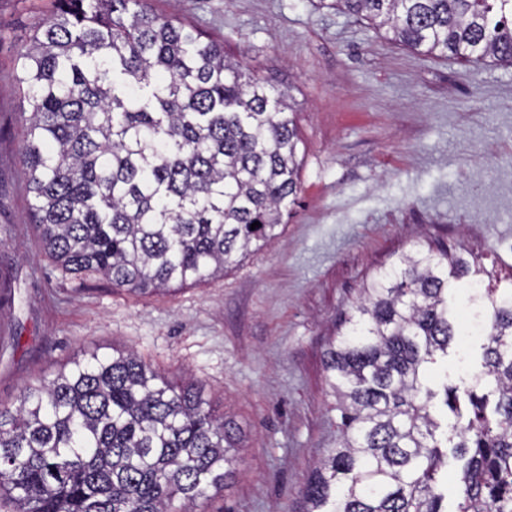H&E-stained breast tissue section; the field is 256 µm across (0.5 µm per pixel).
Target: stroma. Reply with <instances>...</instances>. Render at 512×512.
Segmentation results:
<instances>
[{"label": "stroma", "instance_id": "stroma-1", "mask_svg": "<svg viewBox=\"0 0 512 512\" xmlns=\"http://www.w3.org/2000/svg\"><path fill=\"white\" fill-rule=\"evenodd\" d=\"M292 97L301 185L270 246L171 295L56 269L31 221L16 62L56 0H0V404L82 349L197 380L243 435L200 512H306L339 442L324 352L377 270L415 248L512 277V68L419 54L310 0H150Z\"/></svg>", "mask_w": 512, "mask_h": 512}]
</instances>
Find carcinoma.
<instances>
[{"label":"carcinoma","instance_id":"carcinoma-1","mask_svg":"<svg viewBox=\"0 0 512 512\" xmlns=\"http://www.w3.org/2000/svg\"><path fill=\"white\" fill-rule=\"evenodd\" d=\"M16 84L21 158L43 248L63 272L133 295L204 281L273 242L300 189L284 93L149 0H58ZM423 55L512 67V0H317ZM260 226L253 229L251 224ZM415 249L364 284L325 351L338 447L306 512H512V278ZM486 329L480 368L448 383V349ZM242 432L192 381L133 351H85L0 406L3 512H194L224 489Z\"/></svg>","mask_w":512,"mask_h":512}]
</instances>
